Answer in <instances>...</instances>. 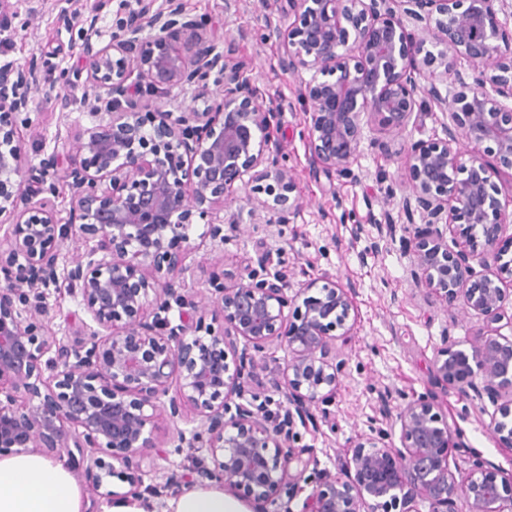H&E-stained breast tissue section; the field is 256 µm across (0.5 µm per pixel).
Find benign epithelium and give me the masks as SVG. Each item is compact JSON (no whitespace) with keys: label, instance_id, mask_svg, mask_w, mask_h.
Listing matches in <instances>:
<instances>
[{"label":"benign epithelium","instance_id":"benign-epithelium-1","mask_svg":"<svg viewBox=\"0 0 512 512\" xmlns=\"http://www.w3.org/2000/svg\"><path fill=\"white\" fill-rule=\"evenodd\" d=\"M135 0L116 15L112 41L96 48L93 20L80 37L91 57L89 80L105 85L87 98L99 122L76 140L84 166L67 172L77 221L56 219L47 195L22 189L24 158L11 130L0 128V217L12 229L0 240V450L66 459L72 475L106 500L176 493L203 480L246 496L250 512H512L496 480L450 469L455 433L426 392L398 408L400 445L369 429L340 473L304 474L309 461L289 445L292 427L328 410L345 362L352 300L330 282L314 279L288 295V279L260 258L248 280H210L205 294L170 276L187 270L193 217L210 216L209 238L224 243L237 223L217 219L239 189L264 194L271 222L286 224L300 206L291 170L271 140L278 112L248 89L243 71L225 63L206 22L187 14L182 0ZM291 72L312 70L301 85L310 151L326 169L352 174L365 126L405 129L416 107L424 70L453 73L462 55L474 67L468 83L455 75L452 98L431 89L433 102L451 110L457 131L406 153L411 196L427 231L417 236L413 263L431 294L451 306L463 301L487 323L501 319L503 288L473 264L502 255L506 217L486 156L512 168V109L491 94L512 99V36L498 22L505 0H290ZM426 22L443 49L423 52L405 21ZM137 83H125L131 72ZM37 67H0V109L23 114ZM193 87L210 97L198 112L179 103L150 105L145 96ZM156 113L145 128L138 114ZM469 165L459 163V141ZM459 224L466 248L448 249V228ZM85 250L58 273V248L75 239ZM64 278L81 298L92 324L79 340L63 342L39 331L47 315L46 290ZM317 289L312 295L310 291ZM302 304H296L297 300ZM224 322L206 323L211 304ZM294 307L293 315L285 309ZM178 312V323L169 318ZM243 347L237 348L238 341ZM276 345L289 351L281 412L254 391L262 368L257 355ZM434 373L466 397L484 383L490 395H512V341L478 337L470 351L446 343ZM173 431L156 440L159 421ZM180 422H192L186 431ZM191 448L192 465L165 476L163 485L132 482L150 454ZM130 489H113V479ZM314 486L299 510V483Z\"/></svg>","mask_w":512,"mask_h":512}]
</instances>
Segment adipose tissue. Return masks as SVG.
Returning a JSON list of instances; mask_svg holds the SVG:
<instances>
[{"instance_id": "ef3b65f1", "label": "adipose tissue", "mask_w": 512, "mask_h": 512, "mask_svg": "<svg viewBox=\"0 0 512 512\" xmlns=\"http://www.w3.org/2000/svg\"><path fill=\"white\" fill-rule=\"evenodd\" d=\"M83 491L71 472L46 457L0 456V512H82ZM164 512H249L247 506L211 484L170 498Z\"/></svg>"}]
</instances>
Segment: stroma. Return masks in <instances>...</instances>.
Listing matches in <instances>:
<instances>
[{
  "label": "stroma",
  "instance_id": "stroma-1",
  "mask_svg": "<svg viewBox=\"0 0 512 512\" xmlns=\"http://www.w3.org/2000/svg\"><path fill=\"white\" fill-rule=\"evenodd\" d=\"M186 11L204 18L218 39L231 42L228 65L241 67L264 102L279 107L274 139L291 170L301 206L290 223L268 225L254 212L249 190L233 203L242 227L240 235L217 244L206 238V221L194 218L199 238L187 258L186 288L205 292L213 275L227 284L246 280L259 255L270 254L272 270L287 273L291 283L327 277L345 288L352 299L356 324L343 344L346 369L336 382L335 400L316 427L295 426L290 445L304 449L314 467L337 470L340 458L368 433L370 426L399 439V428L382 412L380 399L397 392L412 399L431 389V368L444 341L469 348L483 331L512 339V286L500 321L489 324L468 313L463 302L444 306L427 300L425 286L410 274L409 253L402 246L404 229L421 224V215L404 212L401 196L409 183L403 160L416 142L448 137L450 115L437 108L428 94H420L406 129L384 132L364 128L354 174L341 177L312 156L303 134L305 110L298 89L310 72L291 74L286 30L294 20L289 0H182ZM123 0H11L0 14V66L36 61L40 70L27 116H9L17 127L24 160L25 186L53 181L54 213L67 222L72 213V189L67 170L82 158L72 149L86 129L97 124L84 99L92 87L86 76L90 59L81 50L78 31L83 19L97 20L99 44L112 39L113 19ZM74 79L62 87L61 74ZM398 226L396 241L380 239L386 218ZM48 314L42 323L56 336L69 340L83 335L85 317L78 299L66 284L49 288ZM442 417L460 435V448L450 456L452 469L468 471L475 462L497 476L512 472V446L499 441L489 424L512 409V400L487 395L463 397L449 390L440 397Z\"/></svg>",
  "mask_w": 512,
  "mask_h": 512
}]
</instances>
